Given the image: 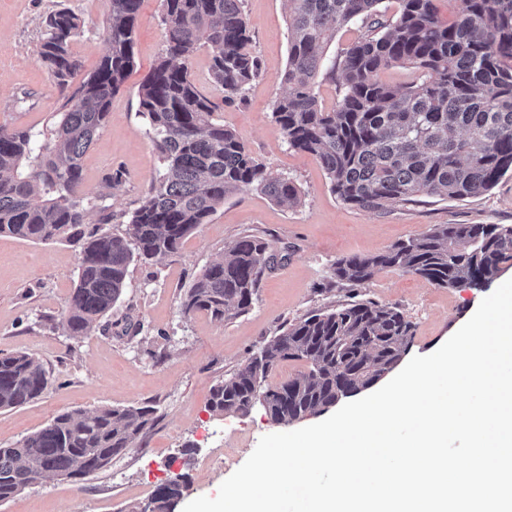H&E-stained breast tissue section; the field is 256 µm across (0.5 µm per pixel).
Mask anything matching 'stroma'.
<instances>
[{
  "instance_id": "35a3bbf8",
  "label": "stroma",
  "mask_w": 512,
  "mask_h": 512,
  "mask_svg": "<svg viewBox=\"0 0 512 512\" xmlns=\"http://www.w3.org/2000/svg\"><path fill=\"white\" fill-rule=\"evenodd\" d=\"M67 7L83 22L71 43L84 71L106 52L102 32L110 0H0V126L49 133L63 99L39 49L45 19ZM260 74L243 98L219 116L250 153L295 180L301 203L276 205L257 190L227 196L180 250L151 263H132L111 314L90 335L67 336L62 317L74 287L78 245L0 236V352H24L51 373L42 398L0 411V447L9 448L57 415L102 407H156L145 438L106 470L82 480L52 478L0 503V512H124L145 504L177 472L189 476L184 501L212 497L251 455L260 438L279 432L262 406L249 412L209 409L212 387L241 369L264 342L311 311L349 295L398 307L414 327L407 357L428 355L478 308L484 291L441 288L394 268L357 286L338 287L337 259L369 256L419 237L436 224H512V172L483 196L364 211L343 203L312 155L288 148L272 118L288 60L286 0H244ZM136 65L113 96L109 120L82 159L81 197L103 198L113 235L125 233L161 168L139 114L138 88L165 53L159 0H143L135 28ZM267 242L279 261L265 273L252 309L223 321L184 315L181 297L201 270L223 258L244 235Z\"/></svg>"
}]
</instances>
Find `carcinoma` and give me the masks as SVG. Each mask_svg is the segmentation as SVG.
Here are the masks:
<instances>
[{
    "instance_id": "carcinoma-1",
    "label": "carcinoma",
    "mask_w": 512,
    "mask_h": 512,
    "mask_svg": "<svg viewBox=\"0 0 512 512\" xmlns=\"http://www.w3.org/2000/svg\"><path fill=\"white\" fill-rule=\"evenodd\" d=\"M142 0H110L106 54L92 71L70 50L81 20L63 7L46 18L40 58L64 100L51 136L0 126V235L36 243L80 246L63 327L88 335L108 316L125 288L128 268L176 253L234 192L257 190L285 208L301 202L289 177L259 162L235 132L215 117L220 105L202 94L189 71L200 43L211 54V81L222 102L243 97L259 75L251 51L244 0H160L165 54L138 89L139 114L163 170L126 224L125 236L106 228L108 206L76 197L82 158L108 122L112 96L135 61L134 27ZM383 0H288V64L272 116L288 147L313 155L340 200L375 211L421 196L479 197L512 171V0H461L443 20L437 0H397L385 18ZM361 22L364 33L326 62L329 41ZM410 65L418 81L394 88L381 70ZM339 80L330 110L319 101L318 77ZM99 213L98 224L88 217ZM276 255L267 242L244 236L224 258L206 266L185 290L182 312L222 320L247 313ZM512 261V225L437 224L426 234L371 256L336 261V283L356 286L381 267H395L442 287H489ZM412 323L395 306L353 297L286 325L239 371L212 388L214 412L246 413L265 396L270 419L288 425L358 394L401 358ZM308 371L275 388L265 378L284 360ZM49 374L23 352H0V409L39 399ZM156 408L104 407L57 416L17 446L0 447V503L19 483L31 486L57 469L86 478L112 465L154 423ZM187 476L159 485L153 512H173Z\"/></svg>"
}]
</instances>
